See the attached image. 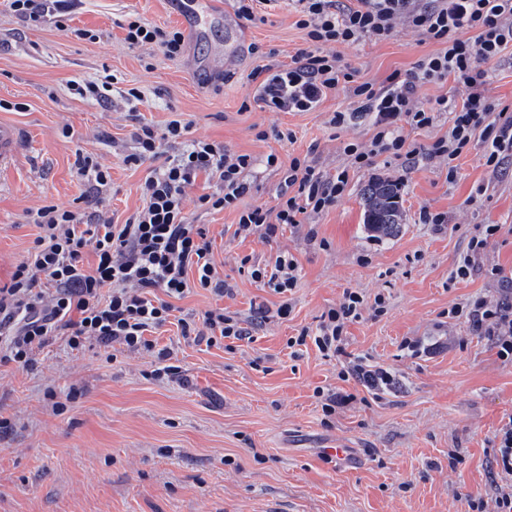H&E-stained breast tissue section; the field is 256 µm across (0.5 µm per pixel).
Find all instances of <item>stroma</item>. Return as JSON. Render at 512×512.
Instances as JSON below:
<instances>
[{"label":"stroma","mask_w":512,"mask_h":512,"mask_svg":"<svg viewBox=\"0 0 512 512\" xmlns=\"http://www.w3.org/2000/svg\"><path fill=\"white\" fill-rule=\"evenodd\" d=\"M178 0H74L72 28L95 31L80 40L54 23L28 29L8 0H0V122L20 127L25 140L0 169V284L26 261L38 233L29 214L42 206L84 207L86 186L77 155L109 166L112 188L105 209L121 222L142 206L146 167L127 165L131 114L163 128L175 117L192 123L190 135L253 156V191L237 208L207 212L189 193L185 207L207 225L214 260L232 286L215 297L193 289L178 305L200 314L223 307L250 317L276 309L279 295L240 267L290 252L299 266L288 318L271 319L250 343L227 350L183 341L176 325L157 335L171 346L178 379L158 380L146 354L97 344L73 351L56 341L40 350L37 367H0V512H473L470 501L488 498L498 483L493 463L498 429L512 416V364L498 358L452 306L497 298L512 276V161L489 170L486 143L475 138L457 158L456 181L436 158L401 174L382 157L372 170H350L346 195L336 206L286 228L275 242L240 238V210L275 207L282 162L312 155L323 171L346 166L347 141L367 143L368 117L346 129L330 127L329 112L349 108L343 89L328 91L309 112H270L257 102L253 71L285 64L305 43L290 0H262L261 22L245 25L234 0H224V24L190 43L182 58L132 48L121 26L136 13L146 22L180 28ZM421 32L398 25L391 39H363L342 49L359 77L384 83L438 50ZM276 57H268V50ZM223 54L222 72L196 68ZM114 79L108 102L80 96L74 83ZM136 87L142 100L125 96ZM294 138L273 137L272 128ZM268 130L260 141L256 129ZM388 178L401 186L404 222L397 236H380L363 222L362 190ZM482 197L476 204L467 198ZM448 215L442 229L419 221L421 207ZM487 224L500 231L482 257L481 274L450 275L469 239ZM327 241L319 248L308 230ZM502 270L491 276V268ZM366 300L385 298V311L364 310L348 328L346 350L392 375L372 392L340 377L337 362L315 347L289 355L287 340L315 326L345 290ZM421 341L419 352L408 342ZM350 395L324 417L317 388ZM327 448H347L344 461H327Z\"/></svg>","instance_id":"1"}]
</instances>
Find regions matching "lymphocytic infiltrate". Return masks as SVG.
I'll return each instance as SVG.
<instances>
[{
	"instance_id": "obj_1",
	"label": "lymphocytic infiltrate",
	"mask_w": 512,
	"mask_h": 512,
	"mask_svg": "<svg viewBox=\"0 0 512 512\" xmlns=\"http://www.w3.org/2000/svg\"><path fill=\"white\" fill-rule=\"evenodd\" d=\"M9 2L15 17L29 27L52 19L64 22L69 16L68 0ZM294 2L305 43L288 65L265 68L257 85L259 100L272 112H308L327 91L340 88L352 106L332 112L328 125L345 128L367 114L373 134L365 147L346 142L343 153L348 165L332 175L305 156L292 158L285 166L276 154H268L267 167L283 172L278 203L270 209L239 210L237 236L256 234L272 241L284 226H299L301 217L335 206L347 190L350 169L371 168L383 155L401 160L408 171L419 159L447 158L448 176L453 179L456 159L479 134L487 144L488 168L499 169L512 158V113L498 110L487 88L488 63L512 46V0ZM400 23L439 43V50L406 72L389 76L385 84L360 80L344 61L341 47L367 37L390 39ZM124 28L129 45L155 47L171 60L185 52V37L179 30L151 25L137 16L127 17ZM449 79L466 89L461 103L445 95L418 101L421 84ZM444 111L452 114L444 136L428 146L408 143L405 128L432 127ZM190 128V122L179 117L161 130L135 122L134 150L125 161L148 165L149 172L141 185L142 207L121 223L99 209L101 194L111 183L108 167L77 155L89 204L84 208L51 204L31 213L38 234L29 256L0 286L1 364L34 368L37 351L56 338L73 351L95 341L122 346L133 354H151L158 362L154 376L170 379L181 368L172 362V349L152 338L167 323H176L182 339L197 346L253 341L262 318L246 320L223 308L198 316L175 313L176 300L192 289L202 288L218 297L231 291L214 261L207 228L194 223L185 211L189 190L203 185L197 201L205 211L238 209V201L252 189L248 173L254 166L250 155H232L223 144L190 137ZM88 249L95 254L91 265L84 262ZM247 273L254 282L282 295L276 315L287 318L298 283L295 257L280 252L273 261L249 265ZM364 307V295L346 290L339 305L325 311L316 327L290 337L288 348L297 357L302 346L313 343L323 357L340 361L343 379H354L369 389L388 384L391 377L383 368L371 369L347 357V327L361 318ZM450 314L465 317L473 331L496 348L500 359L512 362V287L495 301L479 297ZM497 438L494 463L502 483L490 498L492 512H512V419L502 425Z\"/></svg>"
}]
</instances>
